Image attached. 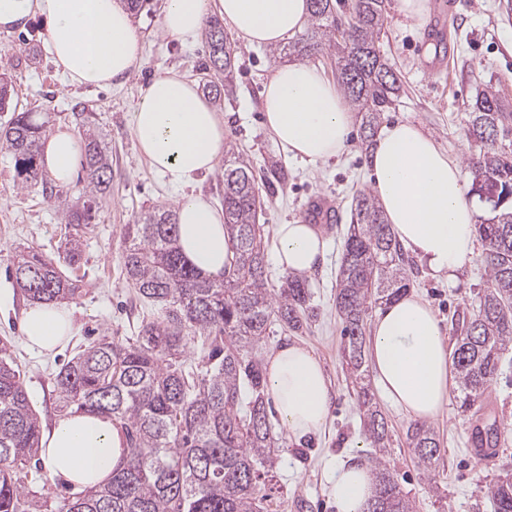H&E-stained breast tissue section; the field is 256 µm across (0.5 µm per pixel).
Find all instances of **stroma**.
Listing matches in <instances>:
<instances>
[{
    "label": "stroma",
    "mask_w": 512,
    "mask_h": 512,
    "mask_svg": "<svg viewBox=\"0 0 512 512\" xmlns=\"http://www.w3.org/2000/svg\"><path fill=\"white\" fill-rule=\"evenodd\" d=\"M451 11H440L441 0H429L426 17L413 21L390 6L384 24L382 51L388 66L402 82L395 105L382 116V126L412 123L431 135L451 158L464 161L475 150L465 136L466 107L485 84L496 83L512 101V16L506 0H452ZM162 0H149L135 18L144 35L143 63L126 80L102 88H75L50 62L42 48L44 24L30 20L24 29L0 32V75L12 77L11 101L18 111L38 113L51 126L70 125L73 109L92 112L110 148L112 190L87 198L79 178L63 186L70 200L87 204L90 213L80 264L69 268L80 293L67 300L76 334L56 353L40 356L26 349L21 324L29 303L10 275L13 259L22 251L37 250L56 262L64 260L69 232L58 202L42 182L20 184L12 154L0 150V340L12 346L31 406L41 429L60 418L53 377L84 345L102 336L118 341L136 336L143 319L157 316V307L141 302L126 281L121 260L123 227L142 212L176 208L177 192L140 158L131 133L130 117L142 88L155 75L174 68L197 83L208 73L201 64L208 53L205 39L180 43L159 29ZM229 41L236 53L233 93L216 108L224 115L228 139L253 167L260 180L265 230L302 221L309 201L331 197L337 220L322 225L328 251L308 274L315 317L308 329L294 333L273 323L258 351L259 358L287 342H303L318 355L327 374L331 402L320 433L296 440L276 425L280 448L277 467L285 512H338L330 477L339 463L368 459L362 416L354 391L346 380L342 357V321L336 310V275L342 246L351 222L353 196L370 190L366 147L359 123H352L349 146L318 165L291 158L264 126L261 109L264 84L279 58L269 47H250L237 35ZM411 289L434 310L448 343H455L453 326L461 313L475 312L487 286L482 261L466 265L455 281L434 276L418 259L409 266ZM388 420L386 460L402 491L417 512H492L486 495L490 481L512 473V349L492 379L484 404L464 412L457 396H450L442 413L432 420L441 442L435 481H428L406 442L409 417L371 382ZM498 425L496 455L481 463L471 437L478 427Z\"/></svg>",
    "instance_id": "obj_1"
}]
</instances>
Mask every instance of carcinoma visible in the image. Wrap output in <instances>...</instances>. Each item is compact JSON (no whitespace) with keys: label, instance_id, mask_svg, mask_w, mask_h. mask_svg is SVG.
I'll use <instances>...</instances> for the list:
<instances>
[{"label":"carcinoma","instance_id":"1","mask_svg":"<svg viewBox=\"0 0 512 512\" xmlns=\"http://www.w3.org/2000/svg\"><path fill=\"white\" fill-rule=\"evenodd\" d=\"M310 23L293 49L301 56L336 54L338 81L361 114L363 140L371 142L381 114L397 100L400 79L381 55L389 0H310ZM214 98L230 95L236 57L217 19L207 22ZM84 136L86 193L111 190L112 164L91 112L73 113ZM47 121L20 112L3 132L21 184L39 177L40 141ZM467 138L478 147L468 158L471 192L492 205L475 232L484 245L488 286L477 313L455 320L452 367L460 407L485 401L502 354L512 346V105L500 91L477 93L469 108ZM224 223L235 232V260L220 281L202 278L177 245L176 213L158 208L125 225L122 261L138 298L159 308L139 326L134 342L102 336L80 350L54 377L62 411L104 413L125 436L123 465L112 481L67 499L60 512H279L274 475L277 439L269 418L266 377L249 356L271 322L293 331L314 317L307 280L289 276L278 291L265 284L264 225L251 165L224 146ZM69 214V264L83 256L85 214L56 195ZM409 262L376 200L357 192L337 275L336 310L345 339L347 375L371 441L374 494L368 512H416L385 460L388 423L366 382L365 333L371 307L407 293ZM12 277L32 302H56L79 287L53 261L35 251L16 256ZM428 480L441 454L437 432L414 421L406 432ZM40 426L10 347L0 343V512H41L31 493L27 464ZM493 512H512V477L487 487Z\"/></svg>","mask_w":512,"mask_h":512}]
</instances>
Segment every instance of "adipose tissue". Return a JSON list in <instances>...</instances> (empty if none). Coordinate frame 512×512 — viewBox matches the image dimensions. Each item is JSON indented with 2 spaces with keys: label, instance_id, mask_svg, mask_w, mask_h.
I'll list each match as a JSON object with an SVG mask.
<instances>
[{
  "label": "adipose tissue",
  "instance_id": "ef3b65f1",
  "mask_svg": "<svg viewBox=\"0 0 512 512\" xmlns=\"http://www.w3.org/2000/svg\"><path fill=\"white\" fill-rule=\"evenodd\" d=\"M218 12L247 44L274 46L299 33L310 0H164L161 30L188 42L200 36L209 12ZM45 23L44 47L74 86L109 85L141 64V36L123 0H0V31ZM265 124L292 157L315 164L347 146L353 114L335 85L316 67L293 62L274 67L264 91ZM140 153L167 184L180 190L178 245L202 277H222L233 259L232 234L224 214L196 193L197 179L224 155V116L197 83L168 71L143 88L131 119ZM81 160L80 142L58 128L41 143L40 161L58 183L69 182ZM366 163L372 189L399 243L437 276L455 278L479 254L474 226L479 209L467 197L459 164L418 127H387ZM281 269L302 274L317 266L326 240L313 224H278L273 230ZM74 334L66 306H31L22 340L40 354L66 344ZM370 358L383 392L410 418H436L453 385L451 363L439 322L429 304L410 293L387 305L371 328ZM268 388L289 435L322 430L330 405L324 369L313 351L292 343L266 361ZM126 438L110 416L75 413L61 417L40 440L51 481L85 489L109 482L124 459ZM339 512H365L374 491L370 467L352 459L333 477Z\"/></svg>",
  "mask_w": 512,
  "mask_h": 512
}]
</instances>
